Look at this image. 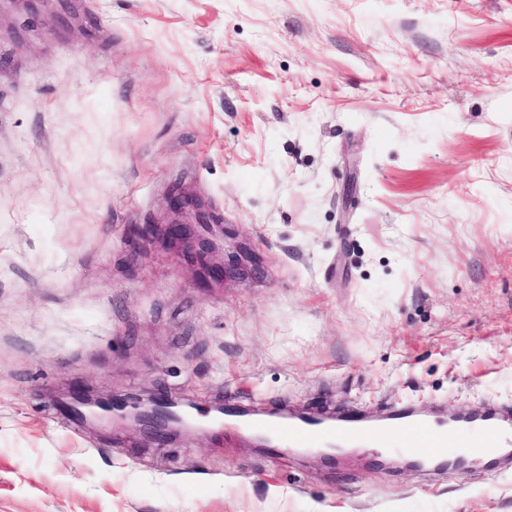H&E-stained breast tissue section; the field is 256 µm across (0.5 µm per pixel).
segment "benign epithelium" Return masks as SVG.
I'll list each match as a JSON object with an SVG mask.
<instances>
[{
    "mask_svg": "<svg viewBox=\"0 0 512 512\" xmlns=\"http://www.w3.org/2000/svg\"><path fill=\"white\" fill-rule=\"evenodd\" d=\"M169 208L174 220L137 225L128 236V246L136 249L157 244L173 249L197 264L198 277L204 282L222 281L225 274L254 263L244 251L224 253V225L214 222L199 201L174 191ZM60 406L85 422L126 425L153 439L172 435L173 425L180 421L176 405L164 395L145 399L94 395L78 384L71 387Z\"/></svg>",
    "mask_w": 512,
    "mask_h": 512,
    "instance_id": "benign-epithelium-1",
    "label": "benign epithelium"
}]
</instances>
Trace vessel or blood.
<instances>
[{"label": "vessel or blood", "instance_id": "obj_1", "mask_svg": "<svg viewBox=\"0 0 512 512\" xmlns=\"http://www.w3.org/2000/svg\"><path fill=\"white\" fill-rule=\"evenodd\" d=\"M224 424L232 430H251L274 448H380L420 460L438 451L459 466L512 448V416L492 408L452 414L437 422L425 413L393 408L377 423L353 413L333 425L316 419L282 421L270 432L262 419L246 422L234 413Z\"/></svg>", "mask_w": 512, "mask_h": 512}]
</instances>
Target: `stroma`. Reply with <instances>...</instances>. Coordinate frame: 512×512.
Masks as SVG:
<instances>
[{
	"label": "stroma",
	"mask_w": 512,
	"mask_h": 512,
	"mask_svg": "<svg viewBox=\"0 0 512 512\" xmlns=\"http://www.w3.org/2000/svg\"><path fill=\"white\" fill-rule=\"evenodd\" d=\"M175 187L259 274L123 244ZM75 384L512 410V0L0 5V512H512V468L159 443Z\"/></svg>",
	"instance_id": "stroma-1"
}]
</instances>
